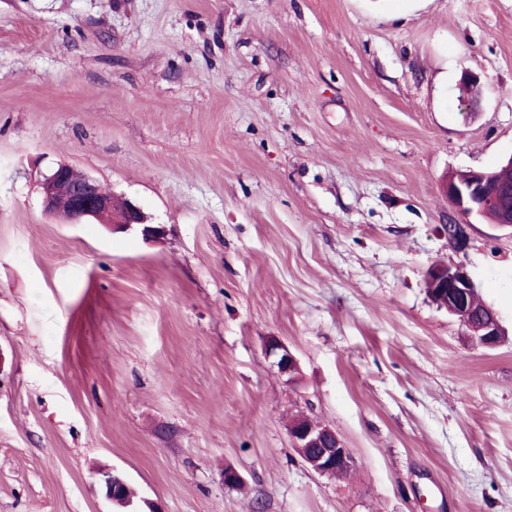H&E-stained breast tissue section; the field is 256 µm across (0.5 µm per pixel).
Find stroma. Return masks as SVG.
Segmentation results:
<instances>
[{
	"mask_svg": "<svg viewBox=\"0 0 512 512\" xmlns=\"http://www.w3.org/2000/svg\"><path fill=\"white\" fill-rule=\"evenodd\" d=\"M511 156L512 0H0V512H512V230L439 188ZM61 164L157 235L46 213ZM425 288L437 306L441 304L448 314L457 317L473 343L487 349L501 344L505 330L495 313L489 319H475L469 315L468 302L479 293V286L463 267L431 266L426 273ZM288 435L295 452L316 473L342 477L352 470L351 452L332 428L308 420L289 427ZM94 477L99 481V483L105 488L106 497L112 502H117V498L119 495V490L121 487L126 486V483L123 480V477L120 475L104 470H97L95 472ZM129 485V484H128ZM121 496L127 500L129 503V498H132L133 501L136 498L135 492L133 488L129 485V487H124L122 489Z\"/></svg>",
	"mask_w": 512,
	"mask_h": 512,
	"instance_id": "stroma-1",
	"label": "stroma"
}]
</instances>
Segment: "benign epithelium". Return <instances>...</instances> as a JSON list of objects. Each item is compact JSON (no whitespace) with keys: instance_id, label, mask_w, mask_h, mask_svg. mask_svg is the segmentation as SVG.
<instances>
[{"instance_id":"7a95c632","label":"benign epithelium","mask_w":512,"mask_h":512,"mask_svg":"<svg viewBox=\"0 0 512 512\" xmlns=\"http://www.w3.org/2000/svg\"><path fill=\"white\" fill-rule=\"evenodd\" d=\"M41 188L44 209L66 224H82L93 219L114 231L141 225L145 234L157 233L147 225V217L140 207L127 199L116 201L96 180L70 166L60 165L54 169L44 178ZM442 189L466 223L480 219L497 207L505 193L493 170H468L450 175ZM425 288L435 304L457 317L473 343L487 349L501 344L505 330L497 315L488 319L469 315L468 302L479 293V286L463 267L431 266L426 273ZM288 435L295 452L316 473L342 477L352 470L351 452L335 430L308 420L288 428ZM95 478L105 488L106 497L117 500L120 488L125 486L123 477L98 470Z\"/></svg>"}]
</instances>
